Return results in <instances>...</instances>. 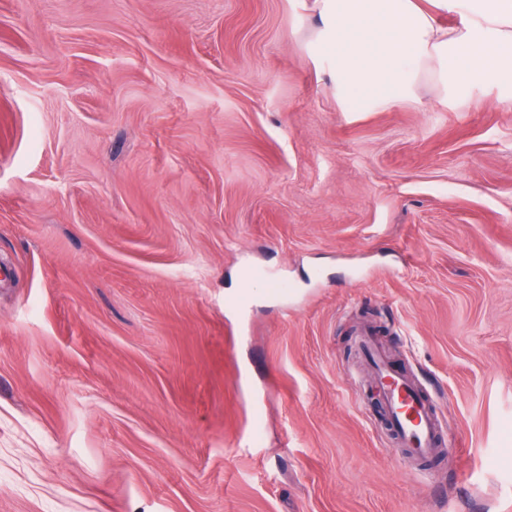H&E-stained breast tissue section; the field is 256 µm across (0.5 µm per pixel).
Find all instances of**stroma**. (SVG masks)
<instances>
[{
    "mask_svg": "<svg viewBox=\"0 0 512 512\" xmlns=\"http://www.w3.org/2000/svg\"><path fill=\"white\" fill-rule=\"evenodd\" d=\"M318 24L0 0V512H512V79L346 112ZM250 269L293 295L225 310ZM356 334L359 350L372 368L392 431L410 458H431L444 443L431 402L410 373L394 368L370 326H360Z\"/></svg>",
    "mask_w": 512,
    "mask_h": 512,
    "instance_id": "stroma-1",
    "label": "stroma"
}]
</instances>
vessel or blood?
<instances>
[{
    "label": "vessel or blood",
    "mask_w": 512,
    "mask_h": 512,
    "mask_svg": "<svg viewBox=\"0 0 512 512\" xmlns=\"http://www.w3.org/2000/svg\"><path fill=\"white\" fill-rule=\"evenodd\" d=\"M260 290L284 295L288 286L269 272L251 271L242 288L225 298V309L245 306ZM357 334L359 350L372 368L392 431L410 458H431L441 448L443 439L437 415L423 389L410 373L394 368L370 326H360Z\"/></svg>",
    "instance_id": "1"
}]
</instances>
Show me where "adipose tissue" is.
Returning <instances> with one entry per match:
<instances>
[{"label":"adipose tissue","mask_w":512,"mask_h":512,"mask_svg":"<svg viewBox=\"0 0 512 512\" xmlns=\"http://www.w3.org/2000/svg\"><path fill=\"white\" fill-rule=\"evenodd\" d=\"M316 0L317 34L345 111L411 103L422 83L440 96L512 73V0ZM457 15L442 25L438 13Z\"/></svg>","instance_id":"ef3b65f1"}]
</instances>
